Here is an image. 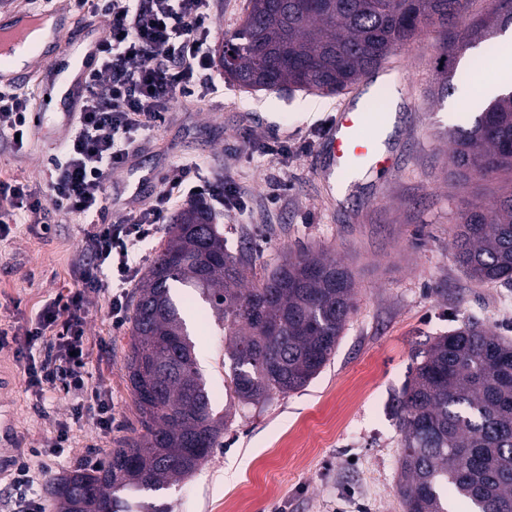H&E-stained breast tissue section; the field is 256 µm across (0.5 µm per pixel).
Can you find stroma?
Wrapping results in <instances>:
<instances>
[{
    "label": "stroma",
    "instance_id": "obj_1",
    "mask_svg": "<svg viewBox=\"0 0 512 512\" xmlns=\"http://www.w3.org/2000/svg\"><path fill=\"white\" fill-rule=\"evenodd\" d=\"M488 43L446 55L434 34L394 51L386 61L399 79L401 104L390 136V168L360 173L344 200L322 172L325 128L350 94L320 96L301 90L254 91L214 69L212 93L179 99L161 127L139 135L140 149L112 174L104 218L132 217L149 207L156 176L184 159H206L208 176L245 191L247 212L221 217L230 253L255 276L274 270L302 247L342 261L355 280V311L336 351L306 387L245 406L224 388L227 339L209 306L188 294L189 328L216 413L226 429L218 448L192 476L157 493H130L132 512H404L399 493L402 432L394 411L415 355L437 336L478 319L512 338V288L472 281L456 262L455 213L465 195L491 200L501 181L448 180V131L469 124L462 103L474 93L472 59ZM457 66L451 96L436 95L442 58ZM66 121L48 113L41 136L22 144L0 138V181L47 189ZM288 143L287 155L264 156L262 143ZM139 188L129 198L128 188ZM89 232L82 216L55 224L48 237L12 225L0 237V326L24 331L64 288H77L74 264ZM86 344L93 353L91 388L114 406L117 425L99 432L92 418L74 425L71 441L54 447L76 395L27 386L24 364L0 350V512H14V459L37 449L31 474L49 494L54 480L105 460L112 449L137 441L138 423L126 362L132 327L115 330L109 297L90 292L83 305Z\"/></svg>",
    "mask_w": 512,
    "mask_h": 512
}]
</instances>
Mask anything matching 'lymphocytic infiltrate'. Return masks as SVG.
Returning <instances> with one entry per match:
<instances>
[{"instance_id":"1","label":"lymphocytic infiltrate","mask_w":512,"mask_h":512,"mask_svg":"<svg viewBox=\"0 0 512 512\" xmlns=\"http://www.w3.org/2000/svg\"><path fill=\"white\" fill-rule=\"evenodd\" d=\"M109 34L98 69L60 155L52 160L46 197L27 184L0 182V197L10 200L11 218L46 224L49 213L88 216L101 212L112 172L122 169L138 147L139 131L164 123L182 97L212 89L208 51L214 20L212 0H99ZM28 99L15 89H0V134L24 133ZM199 161L180 162L161 179L154 204L130 220L94 225L76 262L82 289L57 293L26 333L27 348L42 347L40 365H28V383L44 390L85 391L93 374L85 344L83 288L111 291L113 329L127 320L125 287L139 267V243L154 237L171 208L201 196L217 209L245 211L244 192L224 178H206Z\"/></svg>"}]
</instances>
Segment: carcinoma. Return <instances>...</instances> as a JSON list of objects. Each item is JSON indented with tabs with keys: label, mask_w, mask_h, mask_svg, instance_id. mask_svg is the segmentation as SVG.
Listing matches in <instances>:
<instances>
[{
	"label": "carcinoma",
	"mask_w": 512,
	"mask_h": 512,
	"mask_svg": "<svg viewBox=\"0 0 512 512\" xmlns=\"http://www.w3.org/2000/svg\"><path fill=\"white\" fill-rule=\"evenodd\" d=\"M473 0H249L222 45L226 77L253 90L339 95L396 50L436 34L459 51L512 27V0L491 18ZM455 144L448 178L512 174V92L489 100ZM453 249L472 280L512 288V186L491 204L461 201ZM224 248L212 209L194 202L170 224L133 304L127 373L145 434L98 465L56 479L58 512H120L128 491L159 492L194 473L219 444L183 310L190 288L229 336L230 388L244 405L305 387L329 362L354 310V281L335 259L301 251L259 281ZM396 407L405 512H512V341L468 322L417 353Z\"/></svg>",
	"instance_id": "1"
}]
</instances>
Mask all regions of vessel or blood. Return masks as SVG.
<instances>
[{
    "label": "vessel or blood",
    "mask_w": 512,
    "mask_h": 512,
    "mask_svg": "<svg viewBox=\"0 0 512 512\" xmlns=\"http://www.w3.org/2000/svg\"><path fill=\"white\" fill-rule=\"evenodd\" d=\"M38 17L54 19L47 45L41 46L28 39L19 45L29 58L26 70L16 71L13 52H0V87H19L30 78H37L41 96L56 100L67 116H74L86 94V79L97 67L99 48L104 38L101 26H90L88 31H77L66 26L69 16L65 4L38 10ZM73 60L75 75L66 83L55 77L58 59ZM386 121L371 112L367 102L343 106L322 137L330 155V165L325 172L327 179L353 173L354 158H364L372 169H384L390 157L386 149Z\"/></svg>",
    "instance_id": "1"
}]
</instances>
